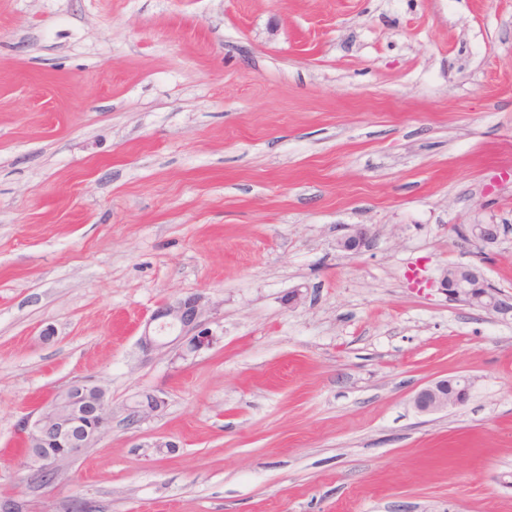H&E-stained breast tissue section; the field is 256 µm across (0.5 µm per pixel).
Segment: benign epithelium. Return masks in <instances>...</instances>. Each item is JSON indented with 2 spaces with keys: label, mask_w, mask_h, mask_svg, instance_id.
<instances>
[{
  "label": "benign epithelium",
  "mask_w": 512,
  "mask_h": 512,
  "mask_svg": "<svg viewBox=\"0 0 512 512\" xmlns=\"http://www.w3.org/2000/svg\"><path fill=\"white\" fill-rule=\"evenodd\" d=\"M501 224H469L459 229L464 238H471L486 247L497 243L502 235ZM373 235L363 225L336 241V248L358 254L371 246ZM486 280L484 271L475 264H454L446 267L441 278L448 296L501 317L512 315V297L491 288L480 289ZM204 297L190 294L164 303L146 321L138 345L145 355H152L170 346L188 353L209 349L217 336L205 326ZM471 380L464 375L440 379L420 389L413 398L414 408L421 413H436L456 407L469 397ZM164 405L155 393H145L131 410L138 420L154 415ZM112 427V402L106 390L92 380L69 384L42 409L36 417L23 424L24 443L28 448H41L28 468L41 475L53 476L58 467L84 449L96 444Z\"/></svg>",
  "instance_id": "7a95c632"
}]
</instances>
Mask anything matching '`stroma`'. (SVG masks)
I'll return each mask as SVG.
<instances>
[{"label": "stroma", "mask_w": 512, "mask_h": 512, "mask_svg": "<svg viewBox=\"0 0 512 512\" xmlns=\"http://www.w3.org/2000/svg\"><path fill=\"white\" fill-rule=\"evenodd\" d=\"M456 263L512 294V0H0V499L512 512V317ZM192 293L213 347L143 357ZM81 379L112 428L33 482L21 424ZM373 241L371 230L363 225L355 227L352 232L344 235L336 241V248L343 252L358 254L363 249L369 248ZM464 238H471L486 247L496 244L503 231L502 224H469L457 229ZM483 281H486L484 271L475 264L449 265L441 278L442 284L448 288L449 297L497 316L512 315V297L493 289L489 283L484 288ZM479 288L483 291L478 292ZM471 380L464 375L440 379L420 389L413 398L414 408L421 413H436L466 402Z\"/></svg>", "instance_id": "1"}]
</instances>
